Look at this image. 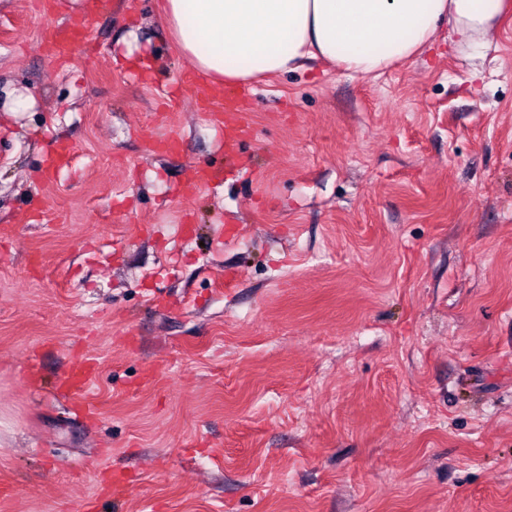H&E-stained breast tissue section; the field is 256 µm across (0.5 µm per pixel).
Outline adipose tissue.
<instances>
[{"label": "adipose tissue", "mask_w": 512, "mask_h": 512, "mask_svg": "<svg viewBox=\"0 0 512 512\" xmlns=\"http://www.w3.org/2000/svg\"><path fill=\"white\" fill-rule=\"evenodd\" d=\"M512 0H165L180 52L219 85H241L320 59L370 76L434 41L490 47Z\"/></svg>", "instance_id": "adipose-tissue-1"}]
</instances>
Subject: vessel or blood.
Returning a JSON list of instances; mask_svg holds the SVG:
<instances>
[{
  "label": "vessel or blood",
  "mask_w": 512,
  "mask_h": 512,
  "mask_svg": "<svg viewBox=\"0 0 512 512\" xmlns=\"http://www.w3.org/2000/svg\"><path fill=\"white\" fill-rule=\"evenodd\" d=\"M84 35L75 26L48 28L43 32V40L50 55L60 60L72 58L76 45L82 42ZM187 82L200 83L202 94L200 101L206 109V115L213 124L226 128L234 137L249 135L251 132V114L249 101L252 90L242 87L228 91L209 81L200 80L198 75L188 74ZM93 376L92 368L87 364L66 372L59 380L61 395L73 406L88 415H95V407L88 401L89 382Z\"/></svg>",
  "instance_id": "1"
}]
</instances>
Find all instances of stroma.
I'll return each instance as SVG.
<instances>
[{
    "mask_svg": "<svg viewBox=\"0 0 512 512\" xmlns=\"http://www.w3.org/2000/svg\"><path fill=\"white\" fill-rule=\"evenodd\" d=\"M42 2L0 0V512H512V17L252 82L230 175L164 0ZM83 38V32L77 25L47 28L43 31V40L50 55L60 60L73 59L74 49ZM74 157V148L67 142H56L49 155L48 164L45 169V174L67 167L71 164ZM94 375L93 369L85 362L66 372L59 380L60 394L73 406L90 416L96 415V408L88 402L89 382Z\"/></svg>",
    "mask_w": 512,
    "mask_h": 512,
    "instance_id": "stroma-1",
    "label": "stroma"
}]
</instances>
